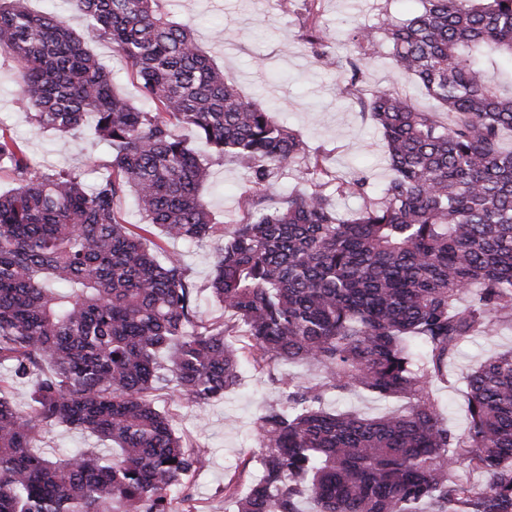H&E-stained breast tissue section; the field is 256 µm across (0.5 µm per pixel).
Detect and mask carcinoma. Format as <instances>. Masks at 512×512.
Wrapping results in <instances>:
<instances>
[{"mask_svg": "<svg viewBox=\"0 0 512 512\" xmlns=\"http://www.w3.org/2000/svg\"><path fill=\"white\" fill-rule=\"evenodd\" d=\"M24 2L0 0L22 110L67 138L92 116L112 154L88 187L75 170L42 171L0 129V171L17 182L0 194V366L34 377L25 413L0 393V512H195L185 481L209 459L152 393L206 405L237 385L243 361L281 359L322 378L281 381L240 512H512V349L467 376L462 433L430 391L452 383L463 340L512 326V150L501 146L512 132V0H419L404 21L379 18L397 67L446 124L391 89L363 96L370 33L354 35L345 91L381 131L393 171L379 197L363 179L343 183L364 205L339 214L316 160L302 170L311 190L274 209L255 194L246 218L224 226L202 196L209 160H236L266 189L305 154L303 139L227 83L162 0H70L93 20L88 36L124 59L146 109L116 92L64 18ZM304 29L324 45L311 10ZM129 192L167 239H217L209 290L246 345L199 309L178 255L160 261L123 224ZM350 389L409 407L372 418L325 407ZM55 425L109 440L112 453L50 459L34 442Z\"/></svg>", "mask_w": 512, "mask_h": 512, "instance_id": "carcinoma-1", "label": "carcinoma"}]
</instances>
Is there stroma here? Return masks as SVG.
<instances>
[{"label":"stroma","mask_w":512,"mask_h":512,"mask_svg":"<svg viewBox=\"0 0 512 512\" xmlns=\"http://www.w3.org/2000/svg\"><path fill=\"white\" fill-rule=\"evenodd\" d=\"M166 11L178 22L190 25L200 46L247 99L273 104L276 116L297 131L307 147L306 162L317 161L329 173L328 192L341 213L360 209L361 198L340 195L336 187L354 179H365L370 195H379L391 171L386 160L383 137L362 113L344 88L350 78L347 61L356 51L355 32L369 29L373 45L359 77L363 93L389 88L406 96L417 108L436 109V102L424 89L401 75L391 59V45L376 23L382 14L404 20L421 7L419 0H165ZM315 11L327 34L323 48H315L303 37L302 21ZM86 50L118 81L119 91L132 103H140L135 80L111 45L88 39ZM335 57L336 64L324 66L323 55ZM0 128L24 142L29 154L43 171L61 167L83 171L86 182L104 175L110 158L93 123H86L77 138H60L50 130H39L23 112L19 102L18 66L0 51ZM204 187V198L215 218L223 224L242 219L246 201L257 186L249 169L226 160L212 164ZM146 243L157 254L177 252L190 281L201 290L199 302L207 316L235 326L236 318L215 304L207 287L213 276L215 240L186 245L167 241L159 228L150 227ZM512 348V326L500 324L491 334L466 339L450 371L454 386L434 383L431 391L445 408L448 427L455 432L467 426L464 412L465 376L481 361ZM293 377L317 382L319 370L280 361L268 369L243 365L235 388L223 399L196 406L162 390L154 401L169 413L178 434L196 436L209 458L208 467L190 479L191 493L199 512H238L234 501L225 499L224 485L230 477L240 484L256 478V458L260 453L257 421L281 401L280 382ZM406 399H382L364 392L330 396L332 410L379 417L403 410ZM47 456L59 457L80 448L106 451L108 444L96 437L64 426L43 432L37 443Z\"/></svg>","instance_id":"stroma-1"}]
</instances>
